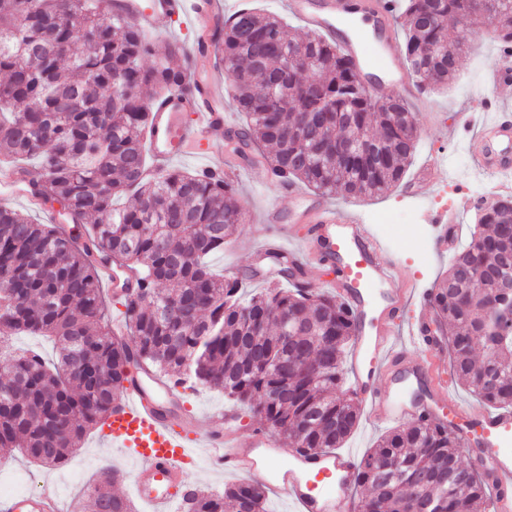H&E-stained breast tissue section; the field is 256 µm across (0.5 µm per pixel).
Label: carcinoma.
I'll use <instances>...</instances> for the list:
<instances>
[{
	"mask_svg": "<svg viewBox=\"0 0 512 512\" xmlns=\"http://www.w3.org/2000/svg\"><path fill=\"white\" fill-rule=\"evenodd\" d=\"M486 15L512 44V0L480 13L470 0H401L405 57L422 85L448 84ZM450 17L468 18L453 41ZM220 34L216 58L246 120L229 142L272 148L267 167L325 195L375 196L402 181L415 150L405 100L374 97L336 47L313 31L291 37L275 15L239 10ZM174 53L95 0H0V163L39 159L35 195L71 223L92 224L80 247L0 204V344L29 333L59 346L52 367L0 348L1 462L19 449L62 463L119 408L131 365L223 391L301 453L343 447L358 424L357 404L338 394L355 336L349 309L322 291H248L245 278L216 275L209 258L245 223L232 181L205 169L148 173L144 95L192 91L169 63ZM149 56L159 62L144 65ZM125 196L130 203L116 206ZM114 266L135 275L120 297L126 341L101 288ZM498 278L512 280V195L476 208L468 244L428 293L457 380L510 408L512 298L494 294ZM460 448L440 422L392 429L359 463L356 485L368 491L360 512H484L486 480ZM266 502L254 483L221 493L190 486L182 512H266ZM80 512L135 510L103 472Z\"/></svg>",
	"mask_w": 512,
	"mask_h": 512,
	"instance_id": "cac0c4a2",
	"label": "carcinoma"
}]
</instances>
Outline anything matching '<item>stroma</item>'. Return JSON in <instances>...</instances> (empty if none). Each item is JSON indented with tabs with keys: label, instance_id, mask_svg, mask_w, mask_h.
<instances>
[{
	"label": "stroma",
	"instance_id": "obj_1",
	"mask_svg": "<svg viewBox=\"0 0 512 512\" xmlns=\"http://www.w3.org/2000/svg\"><path fill=\"white\" fill-rule=\"evenodd\" d=\"M481 31L487 36L481 50L461 55L455 76L447 87L428 91L430 109L414 115L417 145L408 173H415L430 153L442 151L459 157L457 165L449 166L447 180L441 185L424 188V196L420 199L405 196L399 187L373 197L348 199L338 195L334 198L335 203L360 208L390 257L409 278L429 288L446 276L451 259L438 254L433 234L418 237L411 234V227L421 224L427 209L458 206L464 191L474 190L476 184L485 180L464 144L448 142L447 137L457 125L460 113L483 111L488 98H497L512 107L511 89L493 88L485 82L487 70L497 61L500 45L494 37L495 20L485 18ZM234 185L235 199L250 212L251 219L238 226L229 239V247L215 254L211 265L220 273H252L256 266L248 247L258 242V226L265 207L273 202L287 209L291 203L279 195L275 185L259 182L244 171L236 175ZM135 466L129 455L105 447L103 431L96 427L87 433L81 447L74 450L62 465L46 466L15 454L10 467L0 468V485L7 487L13 495L33 492L42 484L52 483L65 501L70 502L100 471L106 470L113 478V491L128 498L132 495L131 479Z\"/></svg>",
	"mask_w": 512,
	"mask_h": 512
}]
</instances>
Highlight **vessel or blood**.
<instances>
[{"label": "vessel or blood", "mask_w": 512, "mask_h": 512, "mask_svg": "<svg viewBox=\"0 0 512 512\" xmlns=\"http://www.w3.org/2000/svg\"><path fill=\"white\" fill-rule=\"evenodd\" d=\"M113 13L141 29L158 30L161 21L184 18L197 27L214 29L213 5L191 0H110ZM289 14L298 18L353 64L358 77L372 90L391 89L415 110L426 109L420 87L405 65L393 21L394 0H285ZM192 94L173 92L152 103V122L146 142L154 170L175 157L208 152L223 155L224 137L231 129L224 114L220 79L201 77ZM482 115H463L457 134L468 141L469 152L496 181L501 193L512 191V109L490 100ZM448 173L446 158L430 159L406 191L418 196L423 185L436 186ZM292 202L289 212L269 205L264 222L288 220L302 225L303 236L292 246L280 237L266 236L259 255L287 253L297 268H304L311 252L335 261L339 278L334 287L349 306L357 326L351 356L352 385L373 420L398 423L409 418L437 419L447 410L448 420L460 429L464 446L487 473L494 489L493 512H512V409H496L474 417L448 394L443 348L429 330L431 314L421 308L409 315L417 295L415 282L404 279L400 267L374 237L362 214L330 205L324 197L297 192L281 183ZM426 223L441 232L440 246L453 243L448 229L459 218L454 209L427 211ZM408 323V341L421 351L419 363L397 351L393 333ZM430 379L420 399L401 395L409 380ZM182 402L160 377L143 372L131 375L118 410L106 423L110 444L132 450L137 462L132 489L149 512H169L180 495L184 465L197 453H206L217 473L267 478L272 489L288 493L295 512H344L345 495L358 472L346 452L305 454L279 447L268 432L236 434L230 427L235 415L216 412L204 424L180 419ZM0 512H65L58 491L49 485L29 493L0 498Z\"/></svg>", "instance_id": "vessel-or-blood-1"}]
</instances>
